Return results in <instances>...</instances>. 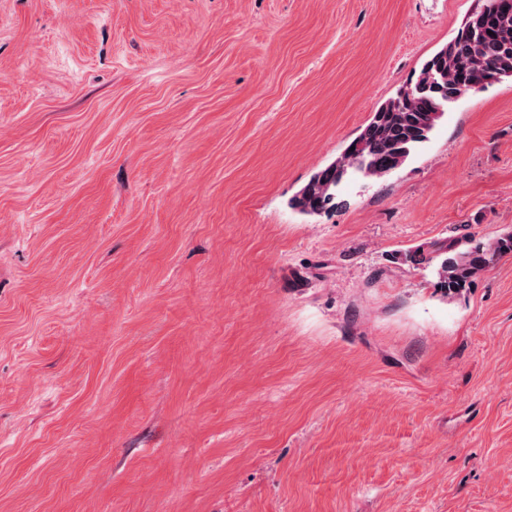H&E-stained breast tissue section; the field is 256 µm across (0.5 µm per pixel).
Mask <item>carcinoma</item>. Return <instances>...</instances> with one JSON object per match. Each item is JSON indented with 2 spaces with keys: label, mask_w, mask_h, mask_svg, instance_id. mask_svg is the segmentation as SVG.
<instances>
[{
  "label": "carcinoma",
  "mask_w": 512,
  "mask_h": 512,
  "mask_svg": "<svg viewBox=\"0 0 512 512\" xmlns=\"http://www.w3.org/2000/svg\"><path fill=\"white\" fill-rule=\"evenodd\" d=\"M506 78H512V0H485L458 34L372 113L342 154L312 175L290 205L308 215L334 209L351 175L373 181L404 165L443 118L442 104L460 91L470 94ZM506 253H512L511 232L466 249L450 242L428 258L420 250L408 251L403 259L435 263L436 287L454 297Z\"/></svg>",
  "instance_id": "1"
}]
</instances>
